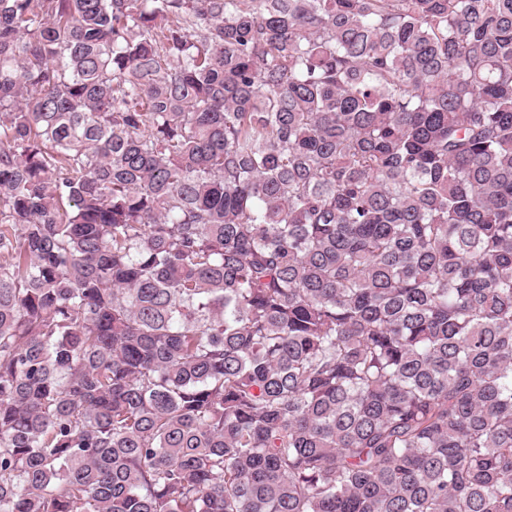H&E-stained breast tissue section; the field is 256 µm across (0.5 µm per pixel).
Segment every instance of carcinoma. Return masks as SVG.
Returning <instances> with one entry per match:
<instances>
[{
    "label": "carcinoma",
    "instance_id": "1",
    "mask_svg": "<svg viewBox=\"0 0 512 512\" xmlns=\"http://www.w3.org/2000/svg\"><path fill=\"white\" fill-rule=\"evenodd\" d=\"M0 512H512V0H0Z\"/></svg>",
    "mask_w": 512,
    "mask_h": 512
}]
</instances>
